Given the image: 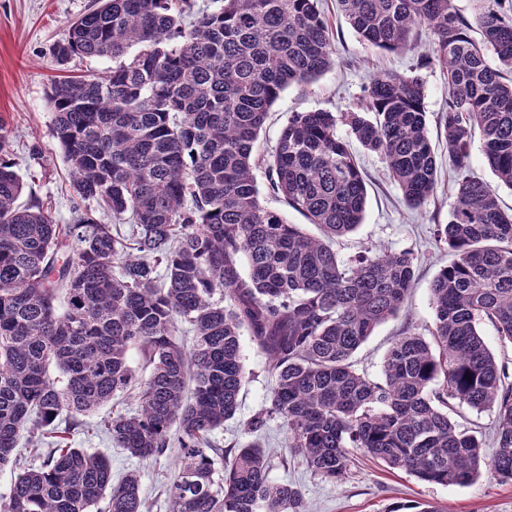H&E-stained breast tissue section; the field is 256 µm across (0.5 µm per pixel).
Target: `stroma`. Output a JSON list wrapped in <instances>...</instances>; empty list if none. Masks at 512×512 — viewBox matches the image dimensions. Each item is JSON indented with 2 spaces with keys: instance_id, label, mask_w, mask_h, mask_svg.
<instances>
[{
  "instance_id": "35a3bbf8",
  "label": "stroma",
  "mask_w": 512,
  "mask_h": 512,
  "mask_svg": "<svg viewBox=\"0 0 512 512\" xmlns=\"http://www.w3.org/2000/svg\"><path fill=\"white\" fill-rule=\"evenodd\" d=\"M89 3L90 0H0V131L13 145L15 169L28 188L21 203L39 202L59 224L69 221L71 189L63 152L51 133L52 112L46 92L55 78L102 75L112 67L108 60L78 58L61 66L53 57L55 44L66 38L71 21ZM320 7L333 33L336 65L316 81L290 85L281 93L260 132L257 154L269 157L291 113L316 109L350 111L364 103V92L376 69L405 73L414 68L425 83L429 135L438 159L436 193L425 205L412 209L405 204L381 159L360 145L352 147L365 173L367 202L362 224L354 233L337 239V253L346 260L364 249L374 254L408 249L417 265L407 313L378 326L352 358L358 372L376 380L381 376L387 349L403 327L427 335L434 320L430 285L453 259L447 246L434 240L437 225L448 221L459 179L442 145L443 130L439 125L448 89L439 65L426 58L431 39L427 27L418 30L417 50L387 53L359 40L339 12L336 0H321ZM242 355L245 382L238 411L213 435L219 447L227 450L257 438L248 433L246 425L264 407L272 385L267 356L250 338L242 340ZM110 413L106 406L83 418L72 437L74 447L107 456L114 478L139 470L142 495L151 512H165V489L176 463L175 455L147 462L129 457L123 449L114 447L100 429L101 420ZM257 439L272 457L270 480L299 488L311 512H403L404 508L422 504L438 506L442 512H512V483L500 482L487 469L464 486L427 483L390 471L355 450L344 477L335 482L311 474L294 457L279 419H270L266 431Z\"/></svg>"
}]
</instances>
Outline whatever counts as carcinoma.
Segmentation results:
<instances>
[{
	"label": "carcinoma",
	"instance_id": "obj_1",
	"mask_svg": "<svg viewBox=\"0 0 512 512\" xmlns=\"http://www.w3.org/2000/svg\"><path fill=\"white\" fill-rule=\"evenodd\" d=\"M174 2L91 0L53 49L60 65L112 60L108 75L68 76L47 93L70 223L17 204L25 183L0 134V467L21 440H51L40 465L14 476L0 512H144L137 473L115 482L107 458L70 442L80 417L134 385L135 411L112 413L103 431L142 460L178 449L169 512H308L297 487L270 480L258 442L217 471L224 450L212 436L238 408L244 331L273 379L249 431L279 419L312 474L342 480L355 448L423 482L467 485L485 465L512 482V381L479 329L486 319L512 344V212L468 174L478 135L512 187V17L487 8L469 21L454 0H337L360 41L384 52L415 49L414 30L428 25L447 80L448 160L461 172L435 233L455 260L431 283L430 337L399 334L374 380L351 358L404 308L415 257L339 258L336 239L362 223L367 189L338 126L384 161L408 207H421L437 189L424 81L380 69L364 108L288 117L268 186L317 226L310 236L262 205L253 170L280 93L336 65L319 0ZM179 322L194 332L189 347L175 337ZM133 349L148 370L138 384ZM455 404L495 413L491 461L448 416Z\"/></svg>",
	"mask_w": 512,
	"mask_h": 512
}]
</instances>
